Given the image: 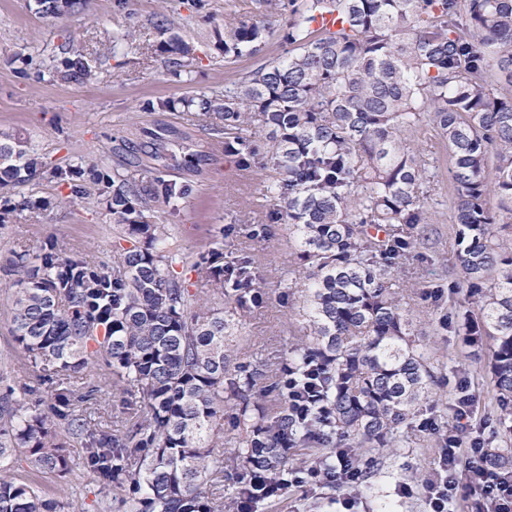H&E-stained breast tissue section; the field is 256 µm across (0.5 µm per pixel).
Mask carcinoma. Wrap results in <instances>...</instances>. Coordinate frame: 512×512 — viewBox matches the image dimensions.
Here are the masks:
<instances>
[{"instance_id":"carcinoma-1","label":"carcinoma","mask_w":512,"mask_h":512,"mask_svg":"<svg viewBox=\"0 0 512 512\" xmlns=\"http://www.w3.org/2000/svg\"><path fill=\"white\" fill-rule=\"evenodd\" d=\"M81 0H36L59 18ZM336 14L340 28L317 26ZM286 56L269 60L220 94L178 102L218 123L201 130L249 167L258 150L247 136L268 131L263 168L269 222L288 230L289 275H304L306 299L296 313L300 336L280 371L250 368L234 355L249 303L262 287L250 258L224 267L223 247L192 257L170 242L154 213L175 205L187 186L167 181L163 137L129 165L149 181L114 170L96 175L112 214L113 233L129 243L112 266L67 253L50 239L38 255L13 250L0 264L11 290L7 320L34 381L0 394V512H55L36 485L11 476L23 459L36 473L77 469L104 494L102 512H224V471L235 474L232 512L267 501L285 486L296 457L322 467L336 452L362 467L367 454L397 448L394 432L432 401L439 378L395 288L394 271L419 245V225L436 178L402 134L425 121L448 143L458 229L454 289L463 308L455 334L489 347L500 423L512 433V245L492 226L512 227V0H292L280 25ZM231 64L259 53L270 28L246 20L214 31ZM164 51L178 75L194 48L177 36ZM57 73L71 82L95 78L71 46ZM494 170V182L487 173ZM44 173L28 141L0 132V195ZM503 202L495 210L490 195ZM22 196L0 211L39 220ZM207 274L210 305L191 291L186 273ZM101 362L137 396L139 406L116 434L81 411L90 395L67 380ZM315 384L318 401L301 408ZM243 426L242 446L224 455V411ZM80 440L72 457L59 432ZM484 466L512 480V448L491 441Z\"/></svg>"}]
</instances>
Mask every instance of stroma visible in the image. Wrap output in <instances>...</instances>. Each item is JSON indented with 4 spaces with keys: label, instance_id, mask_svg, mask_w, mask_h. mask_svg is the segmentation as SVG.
<instances>
[{
    "label": "stroma",
    "instance_id": "35a3bbf8",
    "mask_svg": "<svg viewBox=\"0 0 512 512\" xmlns=\"http://www.w3.org/2000/svg\"><path fill=\"white\" fill-rule=\"evenodd\" d=\"M166 29H158V19ZM248 20L270 28L280 17L259 0H83L78 12L61 18L37 13L33 0H0V131L20 134L36 145L50 167L74 165L82 176L62 185L44 174L22 192L28 199L47 202L39 223L25 214L0 224V249L38 253L47 239H55L67 251L99 263H111L116 252L112 216L100 197L93 176L108 174L132 150H147L148 132L174 127L189 133L212 160L200 175L181 169L169 171L170 180L187 185V194L176 209L158 212L156 221L172 227V242L186 254L224 246L225 258L246 254L255 262L264 284L260 305L249 312L238 340L237 358L243 362L280 364L288 355L290 316L301 306L303 288L287 289L288 232L273 224L265 235H254L253 226L267 224L258 202L267 172L261 164L238 165L225 155L221 144L198 129L190 110H149V103L190 97L198 92H222L225 82L239 79L265 61L285 55L278 35H271L263 50L225 63L217 50L214 31L232 20ZM133 35L132 47H117L113 35ZM176 34L195 48L188 72L174 76L167 54L160 50L166 35ZM74 45L83 50L97 72L94 82L77 84L61 77L38 74L22 60L32 57L44 65L61 60L62 49ZM410 146L438 168V178L427 203L428 223L418 249L400 265L397 278L420 339L426 343L434 366L447 373L450 383L438 390L431 411L442 432L456 425L445 402L454 397L455 379L468 383L476 400L474 432L480 436L498 431L493 389L487 374L488 352L463 347L452 330L460 294L450 285L456 225L452 200V160L437 130L423 125L407 133ZM8 291L0 287V369L8 378L34 379L37 371L17 346L6 322ZM84 382L96 385V402L105 421L120 428L131 398L106 386L102 370L84 374ZM402 444L383 453L366 482L348 488L353 512H429L424 487L438 467L441 445L436 434L416 426L399 430ZM18 479H37L43 495L57 512H98L97 486L82 473L67 479L52 475L32 476L26 464L15 469ZM411 488L398 492L400 484ZM341 493L326 486L289 488L275 505H260L257 512H338Z\"/></svg>",
    "mask_w": 512,
    "mask_h": 512
}]
</instances>
